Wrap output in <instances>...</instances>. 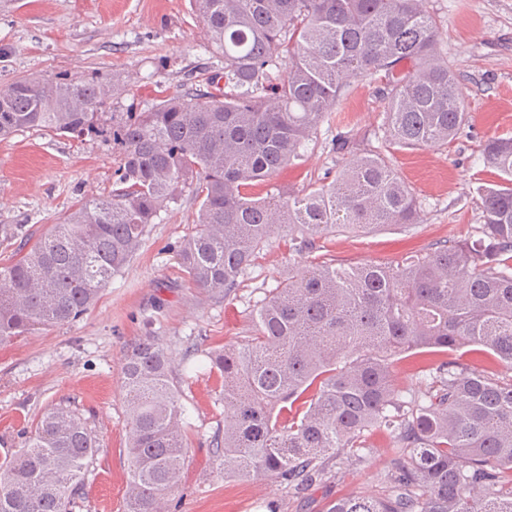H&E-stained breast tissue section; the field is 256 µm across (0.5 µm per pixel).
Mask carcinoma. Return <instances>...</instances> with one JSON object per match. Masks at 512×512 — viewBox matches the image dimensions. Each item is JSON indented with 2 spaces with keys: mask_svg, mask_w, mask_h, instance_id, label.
<instances>
[{
  "mask_svg": "<svg viewBox=\"0 0 512 512\" xmlns=\"http://www.w3.org/2000/svg\"><path fill=\"white\" fill-rule=\"evenodd\" d=\"M425 0H190L224 71L112 117L120 149L112 198L82 201L0 265V345L68 324L92 307L139 250L146 226L196 179L197 224L177 255L198 288L227 294L275 224L293 250L336 231L412 228L421 204L381 154L346 135L354 159L328 183L283 201L258 184L303 159L352 80H378L384 138L444 146L465 122L462 92ZM119 87L99 77L16 78L0 86V137L30 129L80 138ZM481 224L401 262L320 261L268 291L244 343L210 354L224 375V430L211 447L224 477L266 476L298 491L325 463L365 466L369 438L390 439L389 494L339 496L324 512H512V137L487 141ZM431 356L401 387L394 364ZM443 358L434 360L432 356ZM498 363L495 377L482 359ZM127 512H165L189 458L167 354L145 336L125 355ZM99 442L55 407L0 464V512H68Z\"/></svg>",
  "mask_w": 512,
  "mask_h": 512,
  "instance_id": "1",
  "label": "carcinoma"
}]
</instances>
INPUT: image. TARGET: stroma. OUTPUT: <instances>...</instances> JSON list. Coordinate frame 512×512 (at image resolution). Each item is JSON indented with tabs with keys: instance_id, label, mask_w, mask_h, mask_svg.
Returning <instances> with one entry per match:
<instances>
[{
	"instance_id": "obj_1",
	"label": "stroma",
	"mask_w": 512,
	"mask_h": 512,
	"mask_svg": "<svg viewBox=\"0 0 512 512\" xmlns=\"http://www.w3.org/2000/svg\"><path fill=\"white\" fill-rule=\"evenodd\" d=\"M426 6L468 114L457 139L419 150L383 146L381 85L354 80L304 163L255 189L257 196L284 199L341 170L350 155L328 148L339 133L382 151L422 201L419 222L409 231L337 232L324 251L336 262H398L439 241L469 239L481 215L476 187L496 178L479 161L483 145L512 136V0H426ZM207 39L190 0H0V86L21 76L117 78L120 89L97 120L106 126L113 114L143 111L162 92L202 85L223 68L222 56L206 52ZM118 161L117 146L100 133L76 140L30 130L0 138V264L21 240L39 238L59 223L78 200L111 198ZM194 187V179H186L178 199L147 225L140 250L93 307L71 323L0 346V457L24 447L46 410L68 407L99 441L71 512H124L123 355L136 339L151 336L171 359L191 448L176 512H323L342 494L381 495L390 440L380 432L370 438L377 453L369 466L330 465L322 481L298 494L269 477L225 478L210 445L224 426L221 377L210 371L206 354L243 342L256 302L289 273H303L314 256L289 251L288 229L278 224L238 288L224 296L194 287L176 256L196 230Z\"/></svg>"
}]
</instances>
